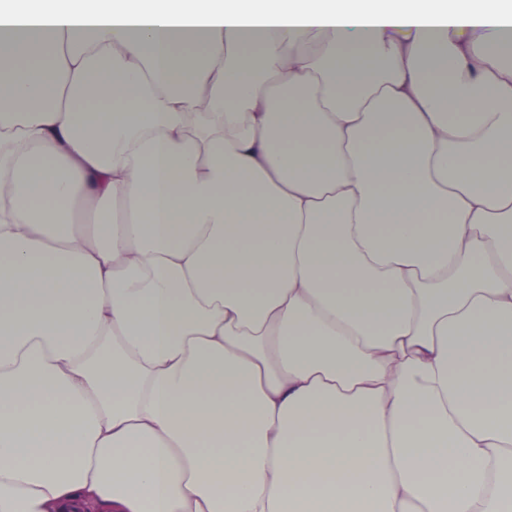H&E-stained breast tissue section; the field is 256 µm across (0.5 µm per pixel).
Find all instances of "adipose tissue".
<instances>
[{
	"label": "adipose tissue",
	"mask_w": 512,
	"mask_h": 512,
	"mask_svg": "<svg viewBox=\"0 0 512 512\" xmlns=\"http://www.w3.org/2000/svg\"><path fill=\"white\" fill-rule=\"evenodd\" d=\"M1 94L0 512H512V0H0Z\"/></svg>",
	"instance_id": "obj_1"
}]
</instances>
